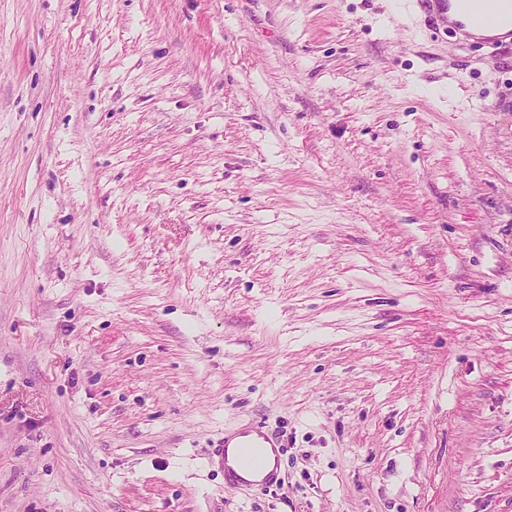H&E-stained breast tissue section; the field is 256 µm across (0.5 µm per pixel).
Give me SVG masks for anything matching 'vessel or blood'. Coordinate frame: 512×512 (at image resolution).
I'll list each match as a JSON object with an SVG mask.
<instances>
[{"instance_id": "1", "label": "vessel or blood", "mask_w": 512, "mask_h": 512, "mask_svg": "<svg viewBox=\"0 0 512 512\" xmlns=\"http://www.w3.org/2000/svg\"><path fill=\"white\" fill-rule=\"evenodd\" d=\"M430 26L465 40L495 43L502 36L512 37V0H411ZM241 448H267L279 452L286 447L283 434L263 426L246 425L221 434L207 450L208 466L221 470L228 488L264 492L278 486L277 470L265 469L261 459L233 457L231 445Z\"/></svg>"}]
</instances>
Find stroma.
<instances>
[{"mask_svg": "<svg viewBox=\"0 0 512 512\" xmlns=\"http://www.w3.org/2000/svg\"><path fill=\"white\" fill-rule=\"evenodd\" d=\"M0 512H512V40L0 0ZM239 439L235 446L232 443ZM288 442L284 435L266 429L265 426L246 425L234 430L224 432L210 444L207 450L206 463L224 473V486L226 488H248L255 492L270 491L278 486L280 477L277 468L266 471L261 457L230 458L229 448H267L277 456L280 448H287ZM244 474L253 475L247 478Z\"/></svg>", "mask_w": 512, "mask_h": 512, "instance_id": "obj_1", "label": "stroma"}]
</instances>
